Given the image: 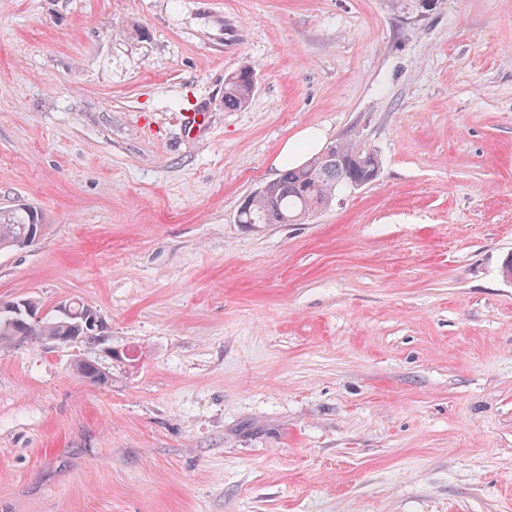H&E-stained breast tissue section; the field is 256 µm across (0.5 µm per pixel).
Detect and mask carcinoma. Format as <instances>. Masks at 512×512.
Segmentation results:
<instances>
[{"instance_id":"carcinoma-1","label":"carcinoma","mask_w":512,"mask_h":512,"mask_svg":"<svg viewBox=\"0 0 512 512\" xmlns=\"http://www.w3.org/2000/svg\"><path fill=\"white\" fill-rule=\"evenodd\" d=\"M255 69L243 66L224 79V109L240 110L248 105L254 94ZM380 172L376 152L338 141L299 168H286L267 188L249 200L248 210L239 215L242 224H306L315 212L329 206L336 194L352 181L364 185L374 182ZM42 213L34 209H0V250L23 249L28 239L43 232ZM73 320L66 317H47L19 327L0 314V345H17V336L28 343L46 341L53 336H76L79 343L98 344L106 341L103 331L76 330ZM99 361L81 358L74 363L77 377L90 386L104 387L112 383L111 376H101Z\"/></svg>"}]
</instances>
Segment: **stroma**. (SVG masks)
<instances>
[{"instance_id":"stroma-1","label":"stroma","mask_w":512,"mask_h":512,"mask_svg":"<svg viewBox=\"0 0 512 512\" xmlns=\"http://www.w3.org/2000/svg\"><path fill=\"white\" fill-rule=\"evenodd\" d=\"M306 127L377 180L238 223ZM20 204L0 299L107 341L0 348V512H512V0H0ZM255 77L254 68L243 66L224 79L225 110H240L248 105L255 91ZM43 216L37 209H0V250L23 249L32 244L29 238L43 233ZM99 361L95 358H81L75 361L74 371L77 377L90 386L105 387L107 384H112V377H101L98 369Z\"/></svg>"}]
</instances>
